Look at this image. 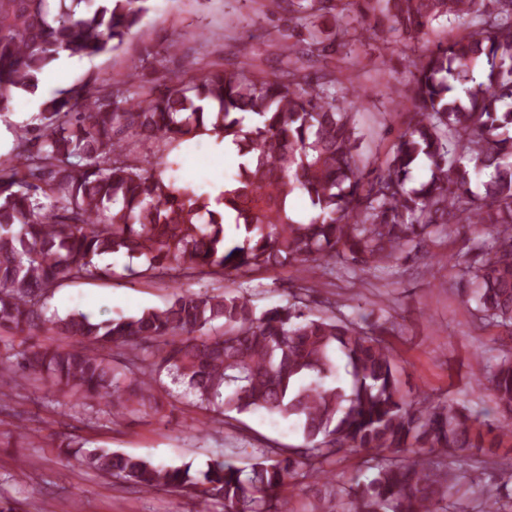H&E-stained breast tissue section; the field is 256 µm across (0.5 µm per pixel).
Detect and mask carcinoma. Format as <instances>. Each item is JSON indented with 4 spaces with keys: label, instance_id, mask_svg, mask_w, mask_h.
<instances>
[{
    "label": "carcinoma",
    "instance_id": "cac0c4a2",
    "mask_svg": "<svg viewBox=\"0 0 512 512\" xmlns=\"http://www.w3.org/2000/svg\"><path fill=\"white\" fill-rule=\"evenodd\" d=\"M265 15L293 26L267 31L287 70L253 59L197 67L185 53L173 76L148 78L136 63L121 81L88 79L43 103L0 161V330L19 339L0 362V389L59 387L112 406L113 415L151 403L169 377L213 420L263 412L291 419L303 443L257 448L245 471L217 458L195 474L71 437L59 454L122 478L143 493H194L223 512H298L285 496L305 479L323 482L342 512H447L454 469L467 451L493 452L512 437V352L481 382L502 416L477 425L451 400L401 392L384 323L366 326L319 314L315 285L257 312L245 284L274 269L367 272L416 257L442 224L472 235L455 264L470 286L474 317L512 336V0H266ZM150 0H0V112L61 55L119 50ZM359 14L358 25L343 21ZM456 26L446 41L437 28ZM387 49L399 40L418 60L410 94L383 89L404 116L381 164L362 158L363 99L338 97L365 34ZM206 134L231 141L244 161L210 195L166 174L160 152ZM427 179L411 185L414 169ZM301 194L311 217L288 209ZM242 231L226 247L224 225ZM123 253L140 278L222 280L218 292L181 291L163 308L95 321L73 312L46 319L64 281L114 275L103 255ZM215 321L224 333L208 336ZM53 335L39 339L35 331ZM343 358L350 381L339 378ZM366 453L373 472L349 484L326 465Z\"/></svg>",
    "mask_w": 512,
    "mask_h": 512
}]
</instances>
